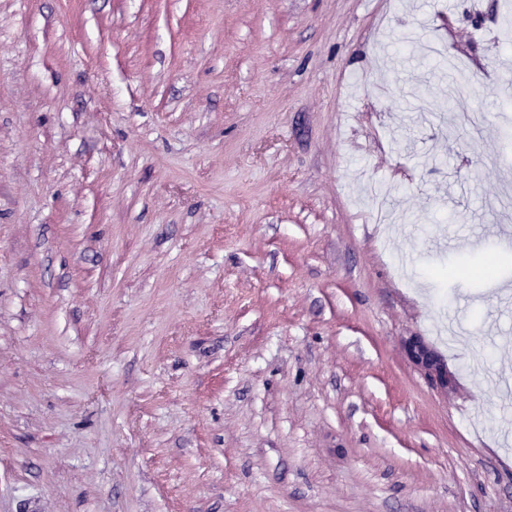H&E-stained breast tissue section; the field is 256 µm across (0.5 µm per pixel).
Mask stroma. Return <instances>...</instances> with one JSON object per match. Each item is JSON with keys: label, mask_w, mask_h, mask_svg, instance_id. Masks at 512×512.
<instances>
[{"label": "stroma", "mask_w": 512, "mask_h": 512, "mask_svg": "<svg viewBox=\"0 0 512 512\" xmlns=\"http://www.w3.org/2000/svg\"><path fill=\"white\" fill-rule=\"evenodd\" d=\"M506 22L0 0V512H512ZM408 359L420 370L432 377L443 389L451 391L454 378L442 364L439 356L420 338L411 336L404 342Z\"/></svg>", "instance_id": "stroma-1"}]
</instances>
